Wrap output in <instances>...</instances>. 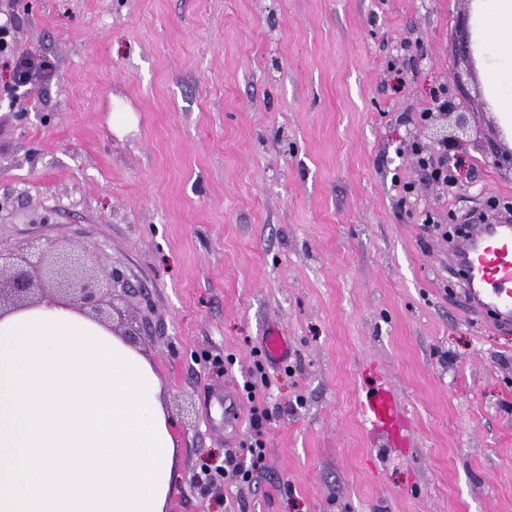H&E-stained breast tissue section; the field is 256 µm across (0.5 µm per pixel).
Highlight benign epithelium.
Listing matches in <instances>:
<instances>
[{
  "label": "benign epithelium",
  "mask_w": 512,
  "mask_h": 512,
  "mask_svg": "<svg viewBox=\"0 0 512 512\" xmlns=\"http://www.w3.org/2000/svg\"><path fill=\"white\" fill-rule=\"evenodd\" d=\"M451 116L455 129L465 130L466 113L456 111V106L450 104L436 114L429 113L432 139L448 144L459 142L458 136L436 124ZM118 285L128 292L127 282L120 274L99 270L95 259L74 245L49 242L20 252L0 243L1 310L61 301L107 326L112 321L113 291Z\"/></svg>",
  "instance_id": "obj_1"
}]
</instances>
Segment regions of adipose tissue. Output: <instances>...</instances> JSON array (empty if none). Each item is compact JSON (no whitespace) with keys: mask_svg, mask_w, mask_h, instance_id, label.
Instances as JSON below:
<instances>
[{"mask_svg":"<svg viewBox=\"0 0 512 512\" xmlns=\"http://www.w3.org/2000/svg\"><path fill=\"white\" fill-rule=\"evenodd\" d=\"M483 19L479 59L485 87L506 129L512 130V0H473Z\"/></svg>","mask_w":512,"mask_h":512,"instance_id":"1","label":"adipose tissue"}]
</instances>
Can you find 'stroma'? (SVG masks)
Segmentation results:
<instances>
[{"label": "stroma", "mask_w": 512, "mask_h": 512, "mask_svg": "<svg viewBox=\"0 0 512 512\" xmlns=\"http://www.w3.org/2000/svg\"><path fill=\"white\" fill-rule=\"evenodd\" d=\"M472 11L0 0L15 54L52 69L18 90L0 58V241L77 244L134 288L114 325L166 381L168 512H512V329L466 312L448 239L424 228L512 203V145L463 51ZM443 93L469 121L451 188L413 153ZM380 380L401 406L381 433L361 407ZM229 460L248 488L192 484ZM267 420L266 412L264 409L254 406L251 414V424L254 428L253 442L250 443L249 452L257 459H261L264 454L265 443L262 440L263 426Z\"/></svg>", "instance_id": "stroma-1"}]
</instances>
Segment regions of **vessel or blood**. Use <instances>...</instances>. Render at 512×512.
<instances>
[{
  "instance_id": "b4317fda",
  "label": "vessel or blood",
  "mask_w": 512,
  "mask_h": 512,
  "mask_svg": "<svg viewBox=\"0 0 512 512\" xmlns=\"http://www.w3.org/2000/svg\"><path fill=\"white\" fill-rule=\"evenodd\" d=\"M458 249L471 263L463 290L466 309L474 316L491 315L496 324L512 326V222L478 225ZM369 422L384 420L394 402L383 383L366 387L362 401Z\"/></svg>"
}]
</instances>
